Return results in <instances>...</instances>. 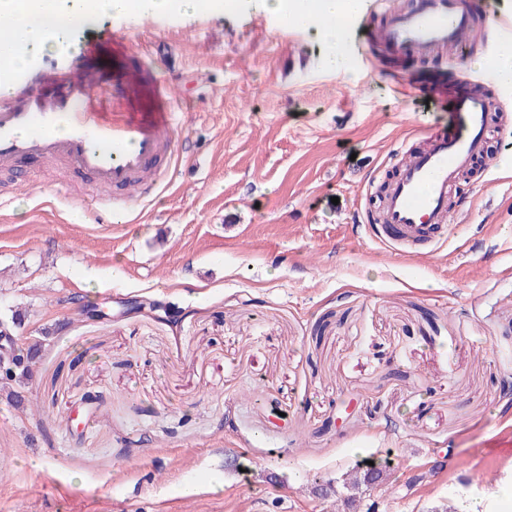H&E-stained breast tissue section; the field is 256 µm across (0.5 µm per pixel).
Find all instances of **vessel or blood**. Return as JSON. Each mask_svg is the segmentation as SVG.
I'll return each mask as SVG.
<instances>
[{"label": "vessel or blood", "mask_w": 512, "mask_h": 512, "mask_svg": "<svg viewBox=\"0 0 512 512\" xmlns=\"http://www.w3.org/2000/svg\"><path fill=\"white\" fill-rule=\"evenodd\" d=\"M371 8L386 15L381 40L397 57L463 46L474 35L465 0H415L404 12L390 0H372ZM93 53L88 46L12 75L8 93L0 95V171L22 161L61 166L94 189L72 196V204L95 206L109 223L124 224L170 184L180 160L178 119L168 87L150 81L140 50L123 47L117 69L92 62ZM428 85L448 122L435 127L425 147L397 157L381 221L368 227L372 241L412 258L435 255L447 243L450 199L484 154L494 121L478 85L451 86L439 75Z\"/></svg>", "instance_id": "obj_1"}]
</instances>
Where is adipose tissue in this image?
<instances>
[{
	"mask_svg": "<svg viewBox=\"0 0 512 512\" xmlns=\"http://www.w3.org/2000/svg\"><path fill=\"white\" fill-rule=\"evenodd\" d=\"M246 9L275 15L299 26L324 49L329 69L347 65V24L362 0H240ZM220 13L224 0H0V48L10 50V67L20 70L50 51L76 47L77 32L91 21L121 14Z\"/></svg>",
	"mask_w": 512,
	"mask_h": 512,
	"instance_id": "1",
	"label": "adipose tissue"
}]
</instances>
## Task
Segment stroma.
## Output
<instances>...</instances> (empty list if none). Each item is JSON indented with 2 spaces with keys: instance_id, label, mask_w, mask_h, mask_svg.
Returning a JSON list of instances; mask_svg holds the SVG:
<instances>
[{
  "instance_id": "obj_1",
  "label": "stroma",
  "mask_w": 512,
  "mask_h": 512,
  "mask_svg": "<svg viewBox=\"0 0 512 512\" xmlns=\"http://www.w3.org/2000/svg\"><path fill=\"white\" fill-rule=\"evenodd\" d=\"M483 42L399 60L354 18L344 71L306 33L247 10L81 29L145 46L172 86L180 167L127 224L74 221L66 171L0 210V317L33 372L0 383V512H348L320 487L395 459L379 512H463L512 467V128L492 129L437 254L373 242L391 159L422 147L423 85H483ZM46 204L36 212V201Z\"/></svg>"
}]
</instances>
